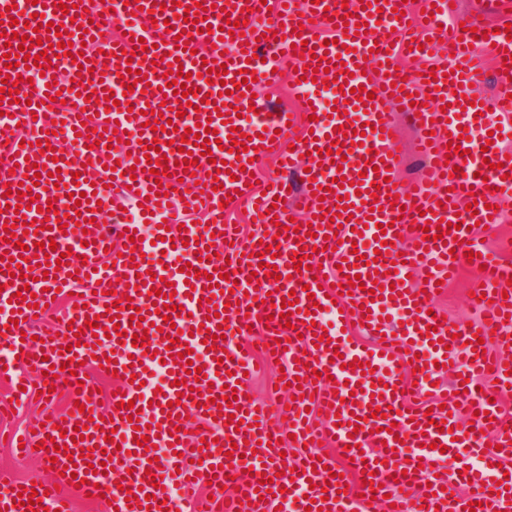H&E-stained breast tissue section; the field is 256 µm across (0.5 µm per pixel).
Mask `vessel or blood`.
<instances>
[{
  "label": "vessel or blood",
  "instance_id": "vessel-or-blood-1",
  "mask_svg": "<svg viewBox=\"0 0 512 512\" xmlns=\"http://www.w3.org/2000/svg\"><path fill=\"white\" fill-rule=\"evenodd\" d=\"M14 0H0V80L18 92L15 120L26 128L25 136L0 137V238L5 226H13L16 242L7 254L15 264L31 266L33 283L10 276L0 260V340L10 351L0 358V384L19 385L21 368L34 370L36 383L57 388L56 378H44L50 366L75 371L70 383L76 405L66 417L43 415L36 431L12 438V447L23 456L33 454L52 460L53 480L35 484L43 499L19 506L18 512H71L70 494L75 489L105 496L117 512H199L187 495L209 486L215 506L237 512L247 503L249 512H273L274 504L289 512H370L365 499L371 485H379L391 497V512H435L454 506L455 512H470L471 502H480V512H512V489L503 482L512 470L504 460L512 458V426H506L498 404L483 391L484 378L494 379L496 392L512 386V356L505 347L512 337V265L473 245L470 228L475 223L495 224L501 219L499 204L512 194V179L504 178L499 162L505 155L500 142H489L495 125L469 100H458V87L494 81L492 101L501 123L512 122V40L495 33L493 24L471 18L464 28L440 29L433 8L450 13L451 0H423L428 21L408 28L404 13L407 0H379V10L367 13L361 0H38L19 10ZM206 9V33L187 29L183 16L194 3ZM69 13H62L61 4ZM94 28H87V21ZM244 25L242 34L220 32L226 21ZM66 24L73 44L70 56L39 61L42 78H33L22 67L24 54L6 47L5 34L18 33L29 41L49 40L45 23ZM362 23L365 33L344 30V23ZM115 27L118 37L106 40L103 30ZM333 30L336 41L324 45L317 29ZM190 49L179 52L177 40ZM305 49H296L297 40ZM445 42L453 54V73L436 67V83H423L424 60L437 42ZM203 49L205 60L225 64L228 79L239 83L233 94H224L220 83H208L202 63L192 50ZM83 54L87 70L72 64L71 55ZM497 60L495 72L484 68L485 56ZM179 58L190 73V98L163 94L169 58ZM288 67V79L303 99L301 113H272L258 123H246L237 113L253 105L252 92L242 86L243 76L265 81L273 76L274 63ZM132 72L121 75L122 65ZM148 80L146 90L135 89L121 97L119 105L103 103L119 83L133 84L137 75ZM332 78L342 84L336 92V109L323 111L313 96L314 82ZM365 87L372 99H355L352 90ZM67 88L65 112L54 109L58 88ZM93 90L97 100H85L82 90ZM409 93L415 101L418 148L427 159L422 178L412 187L386 182L388 171L399 170L402 154L394 136V94ZM199 107V123H210L219 133L220 146L211 157L200 147L185 143L177 147L186 125L177 111L186 104ZM161 110L171 127L151 130L145 126L144 109ZM241 128L249 138L246 152L232 154L231 127ZM79 129L78 150L58 147V131ZM363 137H356L357 129ZM127 134L116 144L114 130ZM458 137L461 154L446 150L450 137ZM157 152H149L153 142ZM344 142L348 153L330 152L332 142ZM487 151H480V144ZM275 158L282 168L309 166L311 186L292 194L285 181L261 193L254 188L257 158ZM188 160L180 168L179 160ZM160 161L168 168L163 179L147 172V161ZM225 170H217L218 161ZM46 169L33 181L35 166ZM136 176H129L130 167ZM204 168L208 179L193 178ZM60 178H52V171ZM345 176L347 186L336 183ZM26 196H19V189ZM138 203L142 216L168 214L167 224L155 225L153 238H143L140 225H124L113 190ZM82 191L80 204L68 195ZM38 202H30V195ZM248 202L261 226L247 245L232 244L230 225L224 222L223 201ZM478 202L477 214L465 206ZM65 211L63 229H45L41 205ZM332 213L349 211L346 226L320 219V207ZM205 212L207 223L193 216ZM26 225H15L17 215ZM457 224L456 234L425 239L423 227ZM136 247H129L130 238ZM55 242L49 257L38 254L41 242ZM223 245L224 260L211 258L210 250ZM276 252H268V245ZM312 249L308 267L295 268L294 253ZM471 252L473 266L481 267L479 296L472 305L481 314L477 326L466 327L444 318L435 308L439 281L453 277L459 267L457 254ZM112 255L114 264L103 263ZM275 266L277 277H268L265 265ZM422 271L425 287H410V270ZM360 275L363 285L351 294L340 286L348 277ZM127 280L125 292L114 293L117 280ZM79 293L80 307L70 309L54 326L33 341L37 317L47 315L53 289ZM36 293V307L20 298L23 290ZM168 294L183 313L174 328H166L154 302ZM295 295L289 318H281L282 299ZM139 319H131L132 307ZM217 318H209V309ZM335 310L334 325L323 313ZM384 310L399 313L396 325L381 319ZM17 327H10V319ZM105 326L95 334L90 320ZM357 323L373 336L371 346L348 342L346 327ZM261 329L276 358L286 363L289 383L288 421L300 453L293 464L280 458L279 432L268 423L271 410L247 398L237 382L252 371L249 346L239 345V330ZM221 331L215 343L208 332ZM146 333L144 346H133V337ZM179 353L170 362L171 353ZM190 360H182V353ZM342 362H334V354ZM166 361L168 382L156 397L143 386L152 355ZM370 363V372L352 368V361ZM460 362L462 382L453 383L451 395L433 396L440 361ZM412 362L416 390L431 394L429 408L410 405L400 381L401 363ZM100 367L116 372L121 383L114 390L109 413H101L85 371ZM234 389L235 407L224 406L226 389ZM132 407H124V400ZM385 409V417H372V408ZM473 415V426L460 424V413ZM195 418L198 437L185 443L187 418ZM446 429H439V422ZM147 436L138 446L136 435ZM89 436L103 445V462L77 459L75 476L63 474L66 457L55 447L71 445L73 436ZM313 440L331 443L341 453L344 466L322 456L303 453ZM167 449L154 460L152 448ZM120 458L128 474L115 483L102 470L103 463ZM435 476L420 493L412 488L423 479L425 467ZM252 469L247 481H239V469ZM362 472L366 480L352 486L349 472ZM273 482L267 494L258 491L261 476ZM176 478L184 495L174 499L161 489Z\"/></svg>",
  "mask_w": 512,
  "mask_h": 512
}]
</instances>
